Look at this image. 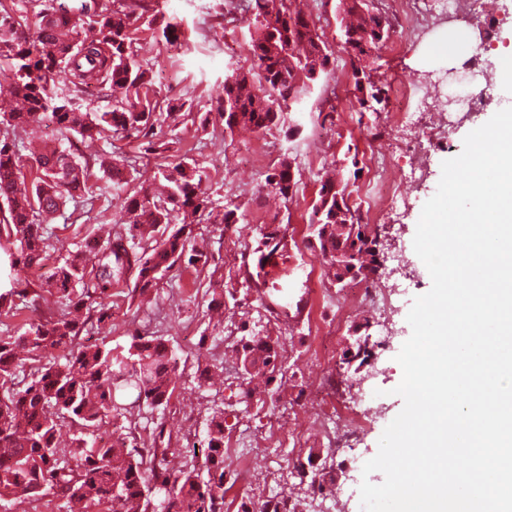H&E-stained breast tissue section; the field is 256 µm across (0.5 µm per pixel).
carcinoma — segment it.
I'll use <instances>...</instances> for the list:
<instances>
[{
	"mask_svg": "<svg viewBox=\"0 0 512 512\" xmlns=\"http://www.w3.org/2000/svg\"><path fill=\"white\" fill-rule=\"evenodd\" d=\"M246 21L254 33L248 46L253 64L224 75L221 92L209 99L205 112L184 110V104L160 98L153 76L139 57L136 33L147 24L170 39L172 24L160 0H113L99 8L98 0H0V62H10L3 78L12 110L0 113L6 132L0 137V315L22 318L16 334L0 336V498L22 504L35 496L53 495L71 512H103L118 500L126 512H224V419L217 408L208 419L201 454L179 466L168 457L163 422L149 445H130L119 435L100 445L97 431L106 419L140 416L166 410L176 390L175 353L162 336L131 335L127 345L85 343L81 335L92 324L112 318L113 289L125 287L130 299L158 290L163 279L187 264L208 271L207 311L224 309V288L218 275L223 258L198 244L197 226L222 224L231 230L243 216V203L232 199L215 204L205 167L185 155L159 168L165 192L138 185L126 192L114 228L106 236L89 234L67 251L53 275L31 290L20 287L19 271L46 259L52 232L49 224L64 214L67 204L88 213L99 194L89 185L98 167L114 185H127L133 169L126 155L90 158L78 144L108 132L140 140L144 152L168 151L164 129L191 123L205 130L214 122L232 134L243 128L266 135L284 127L283 108L311 92L309 65L329 73L333 49L318 26L320 17L296 0H244ZM337 19L350 47L353 79L350 93L358 112L376 111L386 100L389 84L375 75L376 59L387 45L391 25L368 0H338ZM67 75L60 82L57 76ZM103 91L105 105L85 98L90 87ZM50 121L64 136L23 158V133ZM29 167L31 182L22 169ZM299 168L278 160L263 173L255 201L273 198L288 204L299 190ZM344 170L319 180L306 246L318 259L327 282L342 291L346 263L360 273L359 281L374 280L380 245L375 225L363 222L351 202ZM288 250V225L273 215L261 226L250 247L258 256L255 269L244 259L240 284L265 301L277 319L282 305L266 296L265 262ZM56 297V309L31 318L20 312L27 304L38 310L41 293ZM214 340L229 342L239 366V402L257 397L254 380L265 382L269 398L283 391L281 336L249 330V320L224 324L209 318ZM65 351L61 360H41L47 347ZM34 357L29 379L16 384L18 350ZM370 357L368 337L356 343L341 363L359 369ZM224 375L219 363L198 364L194 380L206 388ZM73 430L71 444L62 447L58 430ZM324 480L310 477L306 487L289 488L288 497L268 500L267 512H297L307 493H323Z\"/></svg>",
	"mask_w": 512,
	"mask_h": 512,
	"instance_id": "cac0c4a2",
	"label": "carcinoma"
}]
</instances>
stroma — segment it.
Instances as JSON below:
<instances>
[{
  "mask_svg": "<svg viewBox=\"0 0 512 512\" xmlns=\"http://www.w3.org/2000/svg\"><path fill=\"white\" fill-rule=\"evenodd\" d=\"M165 7L179 27V39L170 43L156 31L140 27L137 37L141 57L152 70L155 88L161 95L202 107L210 94L219 91L228 67L249 66V56L234 52L224 44L223 0H166ZM448 29L445 23L431 25L420 40L410 41L396 51L384 49L376 61L382 78L387 79L392 89L402 91L415 110V123L410 127L395 129L393 109L389 106L376 112H358L349 93L350 69L345 57L340 55L326 85L315 86L309 95L290 104L287 110V119L300 123V136L288 139L282 133H272L267 137L266 153L253 155L249 152L256 140L253 134L242 132L230 136L219 129L202 131L190 125L179 128L170 143L171 153L189 155L203 164L212 187L249 203L246 217L236 225L234 233L210 234L212 250L220 252L224 259L225 275H235L237 258L244 245L253 243L261 225L269 223L272 217L289 222V233L296 241L283 257L282 274L266 280L267 290L275 296H287L292 303L301 298L307 302L300 323L287 327L283 335L291 386L280 402L252 406L238 415L227 416L226 424L232 433L252 437L268 432L273 425L288 427L297 430L303 447L310 449L323 440L312 399L315 383L328 378L340 380V396L346 401L351 398L350 386L354 383L366 391L382 394L384 420L369 424L354 446L338 449L332 459H315L314 466L324 475L327 485L325 494L318 498L323 512H336V498L344 492L352 495L349 512H362L357 496L362 480L375 484L384 480L379 472L363 477L362 468L377 454L388 420L403 408L402 398L394 393L403 377L396 356L411 335L407 314L414 299L427 293L432 285L426 266L413 249L417 223L425 202L437 190L443 161L457 156L472 125L485 124L500 106L497 84L486 82L483 75L476 74L463 83L445 85V93L451 95L462 91L476 94L481 106L478 112L460 122L451 141L437 139L431 143L424 178L406 182L403 192L406 204L386 211L380 219L381 250L387 257L402 251L408 281L398 301L382 314L393 327V336L388 341H381L377 336L375 322L379 314L376 312L359 310L350 317L349 323L363 320L369 323L367 332L378 371L366 378L340 363L349 324L338 323L336 291L329 288L319 262L304 245L308 217L317 196V177L324 167L335 164L345 168L349 157L357 156L361 170L353 190L362 194L372 187L377 158L387 159L398 176L413 169L420 136L435 123L432 104L423 98L424 83L429 75L461 68L465 61L464 55L459 54L449 62H426L430 47ZM286 155L296 159L301 172L300 190L295 199L277 215L269 208L251 205L262 172ZM116 212L115 199L106 193L96 201L90 216L57 218L48 260L41 269L22 274V281L33 285L49 275L67 249L73 248L96 225L110 223ZM206 288L203 273L192 268L180 269L164 280L160 297L152 306L140 307L132 304L126 293L116 294L112 299L111 321L91 331L93 338H106L113 345L127 344L131 333L136 331L169 338L178 357L177 382L174 398L160 417L164 418L174 443L184 446L203 439L215 396H223L225 402L232 404L238 401V387L225 386L213 393L198 389L194 380L199 347L214 348L216 356L224 362L232 360L231 351L213 347L206 337L207 320L203 316ZM160 417L147 413L137 420L136 432L142 440L150 439L153 423ZM291 457L290 449L275 448L269 455L252 459L251 487L255 494L272 499L287 495L289 487L298 481L288 465Z\"/></svg>",
  "mask_w": 512,
  "mask_h": 512,
  "instance_id": "obj_1",
  "label": "stroma"
}]
</instances>
